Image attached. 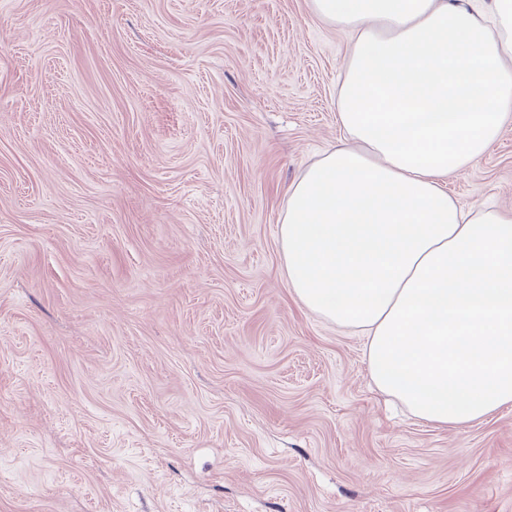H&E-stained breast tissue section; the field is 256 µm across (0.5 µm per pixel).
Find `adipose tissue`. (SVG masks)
Segmentation results:
<instances>
[{"label": "adipose tissue", "instance_id": "1", "mask_svg": "<svg viewBox=\"0 0 512 512\" xmlns=\"http://www.w3.org/2000/svg\"><path fill=\"white\" fill-rule=\"evenodd\" d=\"M347 33L345 132L288 187L282 274L362 337L369 377L459 428L512 405V210L444 187L512 123V0H311Z\"/></svg>", "mask_w": 512, "mask_h": 512}]
</instances>
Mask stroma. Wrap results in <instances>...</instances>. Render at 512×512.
Masks as SVG:
<instances>
[{
  "label": "stroma",
  "instance_id": "obj_1",
  "mask_svg": "<svg viewBox=\"0 0 512 512\" xmlns=\"http://www.w3.org/2000/svg\"><path fill=\"white\" fill-rule=\"evenodd\" d=\"M347 43L310 0H0V512H512V405L417 421L280 273ZM447 189L512 209V125Z\"/></svg>",
  "mask_w": 512,
  "mask_h": 512
}]
</instances>
